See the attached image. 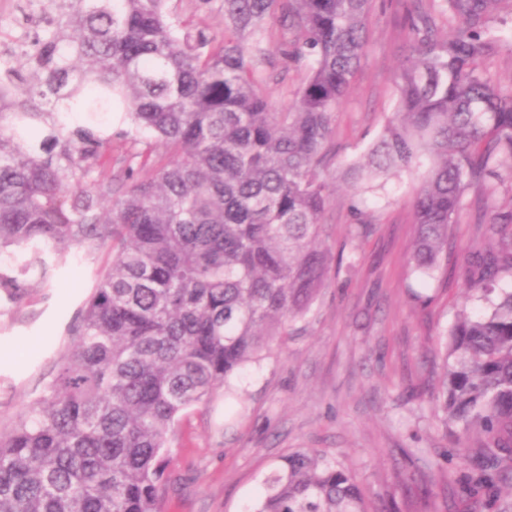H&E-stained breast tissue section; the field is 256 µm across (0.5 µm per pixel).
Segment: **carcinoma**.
<instances>
[{"mask_svg":"<svg viewBox=\"0 0 512 512\" xmlns=\"http://www.w3.org/2000/svg\"><path fill=\"white\" fill-rule=\"evenodd\" d=\"M45 27L0 51V251L31 249L0 292L13 300L43 257L112 252L69 330L57 376L0 430V512H162L170 444L246 364L284 341L327 277L320 240L336 107L365 56L372 0H221L222 36L185 25L170 0H28ZM396 109L345 169L351 188L416 174L412 271L433 277L466 191L491 200L477 224L497 248L467 259L485 303L446 332L443 421L480 434L466 498L512 492V87L484 61L490 22L512 0H410ZM282 19L278 35L269 20ZM456 26L440 33L436 16ZM309 68L286 112L264 70ZM123 108L126 139L154 141L112 178L110 139L91 119ZM166 160L153 156L156 147ZM93 188H87V183ZM252 512H370L346 470L298 451L264 476Z\"/></svg>","mask_w":512,"mask_h":512,"instance_id":"obj_1","label":"carcinoma"}]
</instances>
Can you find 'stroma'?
<instances>
[{
  "instance_id": "1",
  "label": "stroma",
  "mask_w": 512,
  "mask_h": 512,
  "mask_svg": "<svg viewBox=\"0 0 512 512\" xmlns=\"http://www.w3.org/2000/svg\"><path fill=\"white\" fill-rule=\"evenodd\" d=\"M409 6L375 0L366 54L336 111L325 286L284 346L240 372L242 405L218 399L188 411L171 444L163 512H247L262 475L301 449L334 458L370 503L392 499L399 512H423L433 500L447 501L448 512H512V497L492 505L458 495L470 463L441 453L475 438L446 431L431 398L444 377L442 331L461 308L483 309L467 300L464 280L466 255L489 244L475 232L477 204L449 229L446 276L431 279L409 264L417 176L358 191L341 181L395 111L391 78L407 54ZM356 210L363 223H354ZM110 260L105 249L71 253L52 287L32 275L19 299L0 300V425L55 374L93 272Z\"/></svg>"
}]
</instances>
